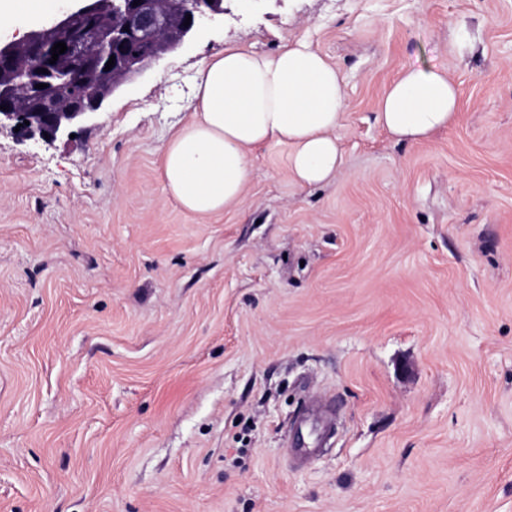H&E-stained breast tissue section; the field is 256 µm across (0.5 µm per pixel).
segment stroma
I'll return each mask as SVG.
<instances>
[{
    "label": "stroma",
    "mask_w": 512,
    "mask_h": 512,
    "mask_svg": "<svg viewBox=\"0 0 512 512\" xmlns=\"http://www.w3.org/2000/svg\"><path fill=\"white\" fill-rule=\"evenodd\" d=\"M295 40L344 81L336 175L259 147L184 211L200 61ZM411 64L459 90L419 143L375 119ZM0 512H512V0H224L73 138L0 122Z\"/></svg>",
    "instance_id": "1"
}]
</instances>
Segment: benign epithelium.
Instances as JSON below:
<instances>
[{
  "mask_svg": "<svg viewBox=\"0 0 512 512\" xmlns=\"http://www.w3.org/2000/svg\"><path fill=\"white\" fill-rule=\"evenodd\" d=\"M82 2L37 30L0 42V106H7L0 120L20 124L26 137H70L118 88L188 44L201 19L224 14V0ZM60 41L67 50L51 64V49ZM40 83L46 88H35Z\"/></svg>",
  "mask_w": 512,
  "mask_h": 512,
  "instance_id": "7a95c632",
  "label": "benign epithelium"
}]
</instances>
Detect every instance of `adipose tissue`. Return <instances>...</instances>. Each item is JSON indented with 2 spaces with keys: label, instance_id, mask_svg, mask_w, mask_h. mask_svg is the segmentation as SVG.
Wrapping results in <instances>:
<instances>
[{
  "label": "adipose tissue",
  "instance_id": "obj_1",
  "mask_svg": "<svg viewBox=\"0 0 512 512\" xmlns=\"http://www.w3.org/2000/svg\"><path fill=\"white\" fill-rule=\"evenodd\" d=\"M344 106L342 77L307 43L271 53L225 47L199 64L195 117L163 152L166 188L190 213L222 212L242 198L251 151L271 144L289 146L298 185L325 182L341 164L335 132ZM458 109L445 73L410 66L383 95L376 120L398 139L421 141L450 127Z\"/></svg>",
  "mask_w": 512,
  "mask_h": 512
}]
</instances>
